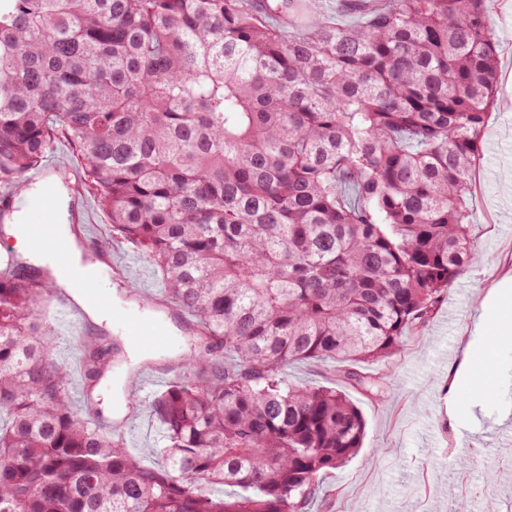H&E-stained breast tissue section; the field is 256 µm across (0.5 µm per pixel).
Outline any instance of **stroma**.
<instances>
[{"label": "stroma", "mask_w": 512, "mask_h": 512, "mask_svg": "<svg viewBox=\"0 0 512 512\" xmlns=\"http://www.w3.org/2000/svg\"><path fill=\"white\" fill-rule=\"evenodd\" d=\"M490 16L499 38L498 101L490 111L481 156L471 175L472 234L483 254L479 266L463 271L439 303L422 331L412 332L390 365L363 363L365 373L387 371L388 386L381 397L345 388L366 422V437L358 455L323 480L325 497L319 512H453L467 500L471 512H512V347L493 358L495 384L480 388L475 363L472 379L456 394L448 392V374L460 370L467 343L482 344L473 318L486 291L504 269L512 267V0H489ZM45 180L62 175L71 191L77 229L94 225L98 245L85 251L93 261L112 264V324L100 326L112 358V410L99 401L90 409L97 418H110L112 428L141 463L158 464V429L149 413L154 387L131 382L150 365H177L196 346L188 316L164 303L165 284L156 266L136 247L109 236L108 222L82 184L83 170L67 142L56 141L44 167ZM146 318L164 324L171 343L158 351H136L129 328ZM460 418L450 420L449 404ZM459 456L468 468L453 467Z\"/></svg>", "instance_id": "35a3bbf8"}]
</instances>
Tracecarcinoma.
<instances>
[{"instance_id": "cac0c4a2", "label": "carcinoma", "mask_w": 512, "mask_h": 512, "mask_svg": "<svg viewBox=\"0 0 512 512\" xmlns=\"http://www.w3.org/2000/svg\"><path fill=\"white\" fill-rule=\"evenodd\" d=\"M485 0H373L295 35L252 0H0V182L59 138L205 340L156 395L164 464L73 409L51 271L0 263V512H310L362 447L332 362H384L479 263L470 174L497 94ZM86 380L110 364L78 340ZM234 491H216V487Z\"/></svg>"}]
</instances>
